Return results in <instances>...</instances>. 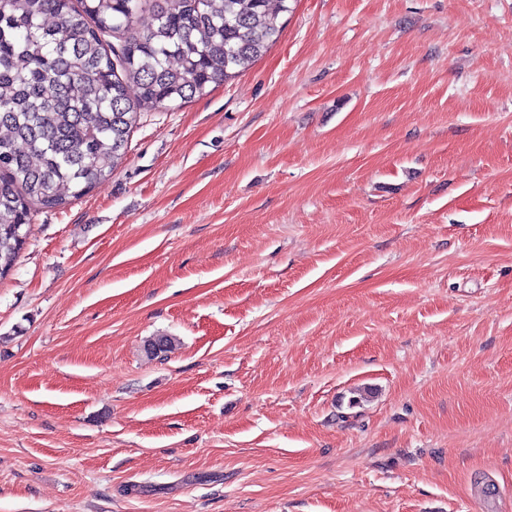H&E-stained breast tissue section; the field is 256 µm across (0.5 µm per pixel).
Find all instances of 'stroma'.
<instances>
[{"label":"stroma","instance_id":"35a3bbf8","mask_svg":"<svg viewBox=\"0 0 512 512\" xmlns=\"http://www.w3.org/2000/svg\"><path fill=\"white\" fill-rule=\"evenodd\" d=\"M279 21L35 216L0 512H512V0Z\"/></svg>","mask_w":512,"mask_h":512}]
</instances>
